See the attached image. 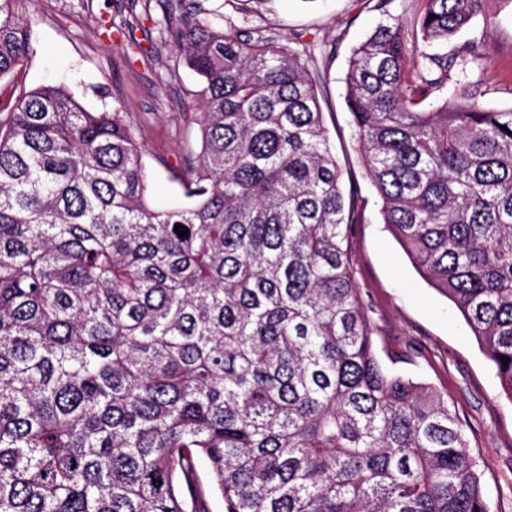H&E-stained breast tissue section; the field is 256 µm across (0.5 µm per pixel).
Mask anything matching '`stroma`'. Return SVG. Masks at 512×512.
<instances>
[{"instance_id": "1", "label": "stroma", "mask_w": 512, "mask_h": 512, "mask_svg": "<svg viewBox=\"0 0 512 512\" xmlns=\"http://www.w3.org/2000/svg\"><path fill=\"white\" fill-rule=\"evenodd\" d=\"M192 0L194 7L238 27L263 28L280 42L314 48L309 70L319 87L323 121L344 182L364 199L366 221L353 227L355 278L371 318L380 359L406 355L399 369L447 394L482 458L494 512H512V400L475 336L454 305L423 280L396 238L384 228L377 196L351 138L344 76L352 49L385 14L415 20L421 0ZM31 26L26 65L0 81V105L40 85L70 88L93 110L128 113L152 174V199L177 201L176 180L188 143L196 141L192 119L199 110L196 82L180 53L160 32L162 11L143 0H16ZM479 43L486 58L473 66L467 84L447 83L441 96L456 101L479 94L486 107H512V8L486 0L484 12L449 42L445 54Z\"/></svg>"}]
</instances>
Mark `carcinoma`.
<instances>
[{
    "mask_svg": "<svg viewBox=\"0 0 512 512\" xmlns=\"http://www.w3.org/2000/svg\"><path fill=\"white\" fill-rule=\"evenodd\" d=\"M14 2L0 80L30 54ZM158 2L198 78L186 203L149 204L126 112L45 85L0 120V512H492L448 397L377 354L353 270L366 203L307 53ZM483 2L422 0L415 41ZM389 19L348 61L351 136L381 222L512 400V108L428 101L473 53L425 52L412 76Z\"/></svg>",
    "mask_w": 512,
    "mask_h": 512,
    "instance_id": "cac0c4a2",
    "label": "carcinoma"
}]
</instances>
